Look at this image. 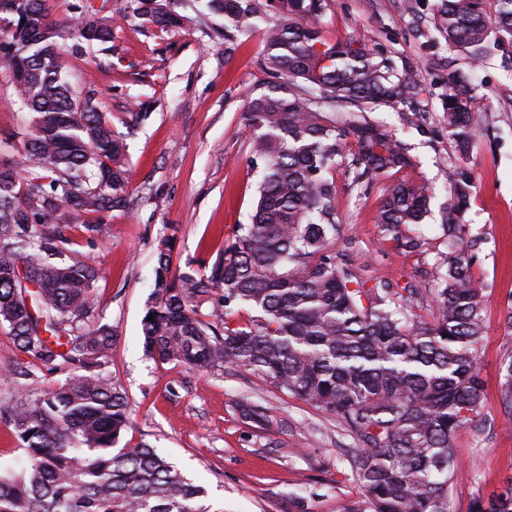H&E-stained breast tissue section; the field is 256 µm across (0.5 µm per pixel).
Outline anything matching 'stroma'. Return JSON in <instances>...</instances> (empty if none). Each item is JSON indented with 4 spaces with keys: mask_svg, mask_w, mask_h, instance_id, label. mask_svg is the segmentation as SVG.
I'll return each instance as SVG.
<instances>
[{
    "mask_svg": "<svg viewBox=\"0 0 512 512\" xmlns=\"http://www.w3.org/2000/svg\"><path fill=\"white\" fill-rule=\"evenodd\" d=\"M82 0H52V18L63 46L61 63L70 84L94 93L110 113L115 131L125 134L129 169L128 204L101 215L94 239L75 230L72 256L95 264L103 278L96 291L97 321L116 337L112 379L131 408L124 444L154 446L208 492L212 512H288L302 501L305 512H345L357 496L346 478L344 456L354 442L336 417L291 397L243 367L211 373L161 363L145 355L139 342L150 299L155 251L160 238L175 235L173 269L216 256L230 229L246 224L256 207L262 163L252 153L253 132L244 112L271 80L262 65V39L273 22L267 14L237 28L223 17L200 15L197 0H174L179 26L142 23L130 0H89L97 15L112 23L107 50L78 54L70 24ZM438 0H325L320 20L329 43L356 40L388 52L417 87L416 117L378 106L368 119L390 125L413 164L404 179L435 187L430 212L407 235L422 238L407 251L385 239L380 206L392 178L353 181L336 171V251L365 287L387 283L398 289L432 287L436 257L447 251L441 226L448 212V173L472 180V196L461 223L474 242L471 274L484 290L485 333L478 345L483 378L481 435L464 431L454 440L465 476L449 496L448 512H469L470 502L500 490L512 478V424L500 400V368L512 352V71L499 58L463 61L480 87L481 120L467 151L448 135L444 103L448 58L439 31ZM13 97L11 73L0 62V159L23 150L29 116L7 108ZM148 118L126 129L127 113ZM65 378L63 372L34 367L0 329V408L20 392L43 394ZM270 406L282 427L259 428L238 410L242 399Z\"/></svg>",
    "mask_w": 512,
    "mask_h": 512,
    "instance_id": "35a3bbf8",
    "label": "stroma"
}]
</instances>
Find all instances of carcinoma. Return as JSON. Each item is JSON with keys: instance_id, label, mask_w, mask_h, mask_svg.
<instances>
[{"instance_id": "1", "label": "carcinoma", "mask_w": 512, "mask_h": 512, "mask_svg": "<svg viewBox=\"0 0 512 512\" xmlns=\"http://www.w3.org/2000/svg\"><path fill=\"white\" fill-rule=\"evenodd\" d=\"M48 0H0V58L11 68L16 103L30 115L22 158L0 160V327L42 366L66 373L51 391L12 406L26 462L0 473V512H211L206 492L147 443L120 448L130 427L125 393L108 368L116 336L86 324L101 273L70 257L71 231L88 238L98 218L127 205L123 135L95 95L61 76ZM146 24L178 23L169 0H133ZM261 0H204L203 15L240 25ZM324 0H280L266 32L263 66L278 81L252 99L245 121L263 161L252 222L235 226L224 249L175 273V235L156 247L152 301L142 319L151 358L193 371L244 367L276 389L332 414L356 443L349 480L359 496L346 512H448L461 479L454 439L485 430L477 344L483 289L468 251L443 253L437 287L418 293L433 321L410 314L412 300L381 284L363 287L335 244L336 179L345 159L355 174L392 176L411 166L393 130L363 112L406 113L415 85L378 49L353 39L330 44L319 29ZM448 46L472 61L499 52L512 62V0H440ZM76 47L112 41V25L83 10L71 27ZM469 77L448 72L445 120L460 150L479 126ZM338 104L355 107L336 122ZM448 224L457 238L471 183L453 170ZM433 197L426 182L393 184L380 211L382 232L398 240L419 224ZM27 270L40 306L29 310L17 279ZM252 315L240 322L236 308ZM153 317L148 321L147 317ZM500 398L512 419V353L501 364ZM244 418L281 424L254 400ZM469 512H512V478Z\"/></svg>"}]
</instances>
